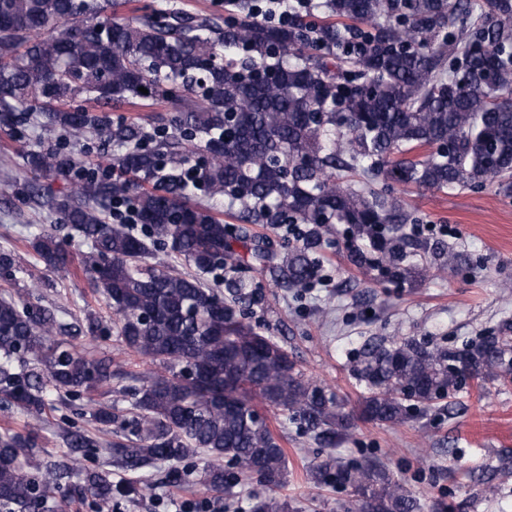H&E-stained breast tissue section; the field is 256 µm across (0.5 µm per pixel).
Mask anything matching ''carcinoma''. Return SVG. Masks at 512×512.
I'll return each instance as SVG.
<instances>
[{"label": "carcinoma", "mask_w": 512, "mask_h": 512, "mask_svg": "<svg viewBox=\"0 0 512 512\" xmlns=\"http://www.w3.org/2000/svg\"><path fill=\"white\" fill-rule=\"evenodd\" d=\"M233 6L236 16L220 23L173 6L145 4L141 15L115 20L98 0H0V126H17L35 109L48 133L124 148L112 158V177H85L61 198L30 182L26 200L87 242L81 268L112 306L119 345L160 366L132 388L127 413L94 404L95 421L112 429L109 446L70 428L63 438L88 459L108 456L126 469L164 463L177 486L194 482L218 494L255 479L264 490L253 492L248 512H290L273 494L287 480L288 458L262 405L324 449L310 483L351 488L356 512H418L384 464L334 455L352 429L350 415L305 378L283 344L236 312L250 296L247 283L227 279L221 292L200 275L275 261L279 286L305 288L338 225L349 263L380 280L404 283L457 265L459 253L403 231L412 216L394 186L444 191L491 182L512 193V0H324L320 19L297 13L286 25L255 20L253 0ZM80 95L98 108L71 107ZM160 99L181 110L150 132L110 115ZM22 161L34 176L85 165L79 155L42 148ZM198 190L227 201L241 226L191 202ZM119 198L145 234L106 221ZM245 224H297L301 232L280 256L250 246ZM32 247L49 269L71 262L50 231ZM155 247L196 273L173 270ZM60 330L53 307L0 297V401L31 421L56 400L121 377L112 356L91 355ZM77 335L109 338L92 312ZM458 365L483 382L512 379V336L489 334L461 349L409 339L370 346L357 369L367 388L361 415L406 422L417 405L466 385ZM38 448L34 427L0 432L7 512H68L76 500L101 510L148 490L115 483L100 466L45 462ZM202 451L211 461L193 480L181 463Z\"/></svg>", "instance_id": "cac0c4a2"}]
</instances>
